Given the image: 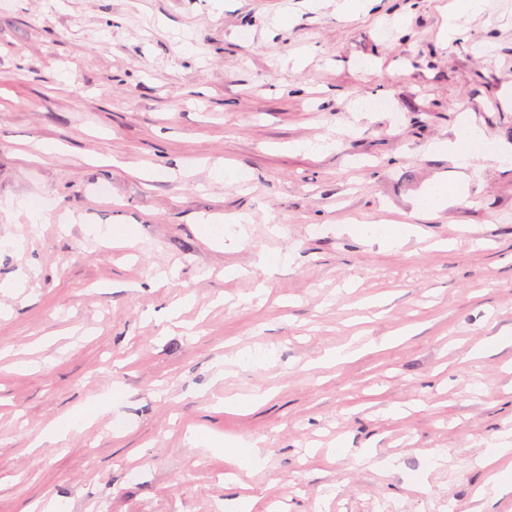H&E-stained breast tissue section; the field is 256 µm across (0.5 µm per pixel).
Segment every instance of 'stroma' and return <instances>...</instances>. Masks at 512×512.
Masks as SVG:
<instances>
[{"label": "stroma", "instance_id": "35a3bbf8", "mask_svg": "<svg viewBox=\"0 0 512 512\" xmlns=\"http://www.w3.org/2000/svg\"><path fill=\"white\" fill-rule=\"evenodd\" d=\"M340 2L0 0V200L47 216L0 212V512H512L474 498L512 430V0L451 40L452 0ZM465 123V194L419 208ZM362 234L389 248H401L415 235L414 227L410 224H378L366 226ZM98 412V405L91 404L82 408L78 413L74 415L69 421H64L60 425L53 426L42 432L39 437L37 444H40L44 440L59 439L65 436L71 428L78 426L82 420L95 417Z\"/></svg>", "mask_w": 512, "mask_h": 512}]
</instances>
